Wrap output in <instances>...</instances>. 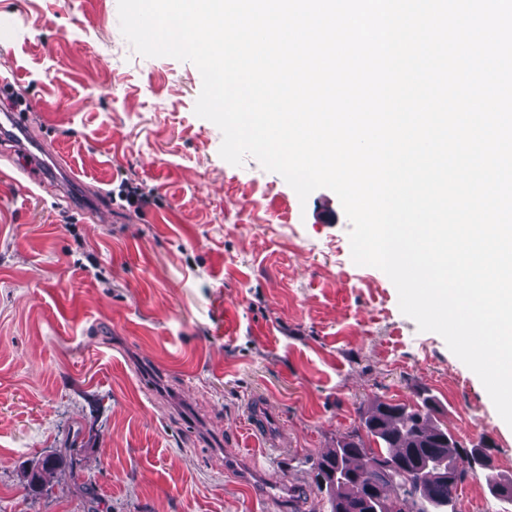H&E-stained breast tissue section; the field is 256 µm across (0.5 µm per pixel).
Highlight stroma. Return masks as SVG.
<instances>
[{
    "label": "stroma",
    "instance_id": "obj_1",
    "mask_svg": "<svg viewBox=\"0 0 512 512\" xmlns=\"http://www.w3.org/2000/svg\"><path fill=\"white\" fill-rule=\"evenodd\" d=\"M0 512H329L315 463L375 398H435L512 478V427L478 376L356 265L329 189L299 200L219 155L198 68L137 53L117 0H0ZM73 179L47 176L49 163ZM150 191L136 209L121 182ZM275 440L251 428L254 401ZM60 469L29 485L43 457ZM457 512H512L481 472Z\"/></svg>",
    "mask_w": 512,
    "mask_h": 512
}]
</instances>
